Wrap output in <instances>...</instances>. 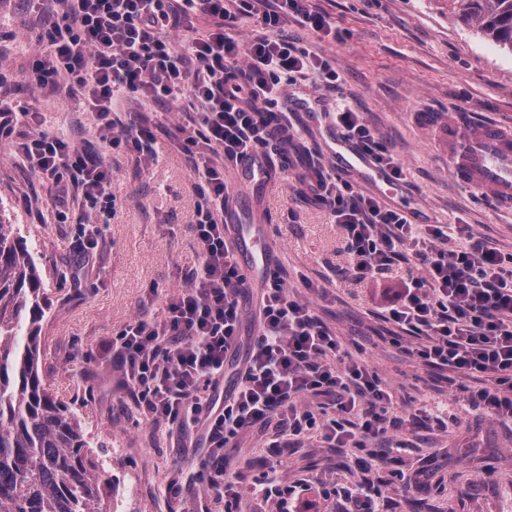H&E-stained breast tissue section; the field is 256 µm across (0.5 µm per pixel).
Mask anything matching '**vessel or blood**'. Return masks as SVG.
Masks as SVG:
<instances>
[{
  "label": "vessel or blood",
  "instance_id": "1",
  "mask_svg": "<svg viewBox=\"0 0 512 512\" xmlns=\"http://www.w3.org/2000/svg\"><path fill=\"white\" fill-rule=\"evenodd\" d=\"M288 109L302 114L309 126L319 129L324 156L337 173L352 175L379 194H388L393 184L388 172L361 153L338 127L327 122V106L319 96L305 89L291 94ZM435 126L448 146L455 178L465 185L482 184L501 207L512 210V133L492 123L474 125L471 117L461 113L436 121ZM268 181V171L260 162L240 165L239 188L253 190ZM239 249L244 256L243 285L256 287L272 263V253L261 229L243 227Z\"/></svg>",
  "mask_w": 512,
  "mask_h": 512
}]
</instances>
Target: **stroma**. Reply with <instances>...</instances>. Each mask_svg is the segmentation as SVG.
I'll return each instance as SVG.
<instances>
[{
	"mask_svg": "<svg viewBox=\"0 0 512 512\" xmlns=\"http://www.w3.org/2000/svg\"><path fill=\"white\" fill-rule=\"evenodd\" d=\"M341 30L342 41L285 21L280 31L330 60L342 83L326 90L313 75L305 88L328 106L346 102L389 144L403 167L396 203L415 208L424 224H468L499 248L512 250V210L480 187L453 176L448 148L436 140L430 119L466 110L475 122L512 132V54L465 24L449 0H311ZM48 19L37 0H0V97L13 107H34L43 129L64 131L112 166L115 206L97 259L84 264L75 240L82 198L38 179L18 158L27 128L11 127L0 139V209L21 228L45 281L40 376L58 401L86 425L94 452L108 463L124 512H214L196 477L207 456V429L184 433L146 419L125 376L99 344L133 319L154 322L184 277L200 262L194 232L199 194L191 162L175 144V117L163 103L130 102L137 119L155 133L154 158L125 148L106 149L96 118L61 90L35 85L40 36ZM279 124L297 129L295 151L269 144L262 155L274 170L300 176L299 161L323 168L315 132L299 114L273 107ZM235 168L224 170L227 206L241 223L262 213V227L277 254V269L291 294L312 299L321 321L352 358L377 368L396 388L403 421L401 449L370 474L385 485L389 512H512V428L448 399V374L421 365L398 343L386 319L397 305L408 264L384 276L357 280L348 271L344 241L328 210L312 197L278 185L251 196L235 191ZM240 345L228 357L223 382L234 387L257 333L250 298L239 301ZM447 429H440L439 420ZM273 429H250L225 450L227 473L245 493L236 512H342V488L359 480L361 451L319 439H281ZM182 476L179 500L168 491Z\"/></svg>",
	"mask_w": 512,
	"mask_h": 512,
	"instance_id": "obj_1",
	"label": "stroma"
}]
</instances>
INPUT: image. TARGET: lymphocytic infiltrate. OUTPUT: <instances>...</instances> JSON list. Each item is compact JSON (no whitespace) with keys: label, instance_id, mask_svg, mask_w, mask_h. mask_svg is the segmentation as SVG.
Returning a JSON list of instances; mask_svg holds the SVG:
<instances>
[{"label":"lymphocytic infiltrate","instance_id":"1","mask_svg":"<svg viewBox=\"0 0 512 512\" xmlns=\"http://www.w3.org/2000/svg\"><path fill=\"white\" fill-rule=\"evenodd\" d=\"M50 16L37 84L83 102L96 116L101 142L145 157L153 131L125 118V102L177 105L175 144L191 158L198 181L199 269L169 297L161 320H132L100 345L123 369L143 413L181 429L206 422L208 464L198 478L226 512L244 490L224 476V449L244 431L275 421L290 436L314 430L343 447L384 439L393 425L392 386L366 361L350 359L312 304L292 297L277 275L262 294L259 333L233 393L223 407L213 401L224 362L238 346L242 284L224 239V170L265 144L269 134L259 115L281 82L297 83L315 70L335 89L340 75L330 61L276 31L289 17L329 36L336 32L329 19L308 0H50ZM242 16L260 30L246 44L229 34ZM198 20L208 29L196 37ZM19 119L30 130L20 146L24 165L47 182L70 178L80 190L86 205L76 219L80 243L93 257L102 235L94 213L112 207L111 167L64 133L41 130L33 109L20 110ZM335 121L363 153L401 177V166L358 112L341 108ZM295 190L329 210L358 279L384 273L406 253L422 257L389 321L409 335L411 357L460 378L468 405L512 425V253L468 224L410 223L329 171L313 184L299 180ZM455 235L465 237L464 249H449Z\"/></svg>","mask_w":512,"mask_h":512}]
</instances>
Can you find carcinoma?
I'll return each instance as SVG.
<instances>
[{
	"label": "carcinoma",
	"instance_id": "carcinoma-1",
	"mask_svg": "<svg viewBox=\"0 0 512 512\" xmlns=\"http://www.w3.org/2000/svg\"><path fill=\"white\" fill-rule=\"evenodd\" d=\"M455 2L464 23L512 52V0ZM43 290L34 254L0 214V512H117L81 421L42 384Z\"/></svg>",
	"mask_w": 512,
	"mask_h": 512
}]
</instances>
